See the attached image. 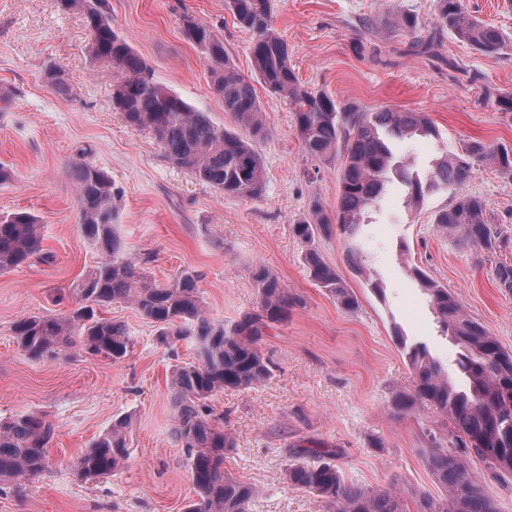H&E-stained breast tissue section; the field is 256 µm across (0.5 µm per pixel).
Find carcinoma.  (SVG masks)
Returning <instances> with one entry per match:
<instances>
[{"mask_svg":"<svg viewBox=\"0 0 512 512\" xmlns=\"http://www.w3.org/2000/svg\"><path fill=\"white\" fill-rule=\"evenodd\" d=\"M65 11L79 10L90 28V51L96 60L109 61L123 77L112 90V107L132 127L149 130L169 161L188 170L202 184L226 196L258 199L265 186V168L258 144L268 135L262 106L250 80L225 59L224 42L204 23L187 17L184 33L210 62L211 89L238 127L229 130L194 109L179 95L156 81L154 70L112 27L105 0H58ZM241 27L251 31L249 47L255 72L273 93L288 100L304 152L321 161L340 158V196L334 215L316 202L292 231L303 244V260L311 280L347 312L359 308L354 291L315 246L316 238L334 229L346 238L348 258L360 268L363 253L360 229L379 204L387 187L396 182L404 191L407 209H415L433 194L464 181L475 166L490 162L512 175L509 150L481 141H466L460 149L434 160L422 173L397 156L391 141L428 139L438 130L421 112H361L329 95L303 85L292 65L288 45L273 30L270 0H228ZM435 27L452 32L485 55L501 52L506 41L500 30L470 17L461 0H437ZM68 172L79 203V226L88 244L103 260L76 280L71 288L80 305L64 316L30 315L17 320L14 334L32 359L65 357L80 343L84 352L113 362L125 359L132 348L126 325L104 318L96 309L128 303L157 329L164 345L188 340L194 358L174 366L171 374L174 426L172 436L183 449L196 500L185 512H248L256 488L224 471V451L233 438L219 424L210 400L218 393L245 391L272 373L261 341L264 329L288 320L298 300L288 294L270 271L253 272L257 310L231 324L207 312L199 291V273L183 268L158 282L125 249L118 231L119 213L112 178L76 153ZM434 223L467 242L493 253L498 232L489 224L484 203L461 197L440 210ZM42 237L36 215L16 211L0 214V273L40 257ZM435 315L440 335L457 348L455 373L448 372L423 341L394 330L413 374L414 389L392 396L395 415L419 406L432 407L449 424V435H425L419 449L423 465L442 493L421 494L416 512H501L486 480L471 475L470 455L484 460L488 478L512 476V351L460 308L454 295L419 267L409 268ZM128 419L120 418L94 439L72 462L75 475L85 481L117 474L128 459ZM55 427L41 414H19L0 420V493L40 476L48 467L47 448ZM329 451L302 448L286 470L288 484L304 490L327 507V512H404L393 489L368 491L345 482Z\"/></svg>","mask_w":512,"mask_h":512,"instance_id":"obj_1","label":"carcinoma"}]
</instances>
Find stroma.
<instances>
[{
    "instance_id": "35a3bbf8",
    "label": "stroma",
    "mask_w": 512,
    "mask_h": 512,
    "mask_svg": "<svg viewBox=\"0 0 512 512\" xmlns=\"http://www.w3.org/2000/svg\"><path fill=\"white\" fill-rule=\"evenodd\" d=\"M112 23L153 68L156 80L218 126L232 121L210 88L209 61L183 33L192 17L223 40L238 73L256 89L268 127L258 150L265 164L261 198L227 197L168 161L152 133L129 126L112 108L120 77L88 51L84 16L60 10L57 0H0V164L13 181L0 185V213L17 210L41 221L45 261L0 274V419L35 412L55 427L50 468L32 483L0 494V512H185L195 498L179 445L170 432V371L189 360L188 342L168 350L156 329L132 305L101 308L126 324L133 346L125 360L91 356L80 347L61 359L29 358L13 333L28 315H62L74 306L69 288L100 259L79 227L77 196L68 165L77 149L103 168L119 190V231L127 252L150 276L166 281L181 269L200 275L211 317L231 323L257 300L252 273L263 267L298 298L288 320L266 329L270 378L245 392L217 395L211 405L224 419L234 446L224 467L260 494L249 512H325L323 504L287 484L284 473L299 448H336L344 479L370 491L396 489L406 512L419 492L441 489L418 450L425 433L443 432L444 419L422 407L397 417L394 393L413 388L394 328L427 343L453 366L455 348L439 336L426 297L408 273L425 270L450 289L468 316L512 348V292L500 288L495 267L512 264V175L493 164L474 168L461 184L426 198L413 212L392 185L362 230L366 269L385 290L375 296L347 259L348 243L332 234L318 240L359 300L344 311L311 281L292 226L312 202L333 211L339 199V162L305 154L293 115L269 93L249 56L251 32L234 20L225 0H108ZM272 24L285 40L292 67L307 87L362 112L391 109L424 113L439 139L397 141L394 151L427 170L443 151L468 140L512 148V9L503 0H462L467 13L498 28L505 49L484 55L444 33L434 55L411 44L434 27L436 0H270ZM418 27H400L403 13ZM59 68L71 88L58 94L47 77ZM462 196L480 198L489 223L501 230L486 255L443 232L440 209ZM129 417V459L111 478L78 479L70 462L113 421Z\"/></svg>"
}]
</instances>
